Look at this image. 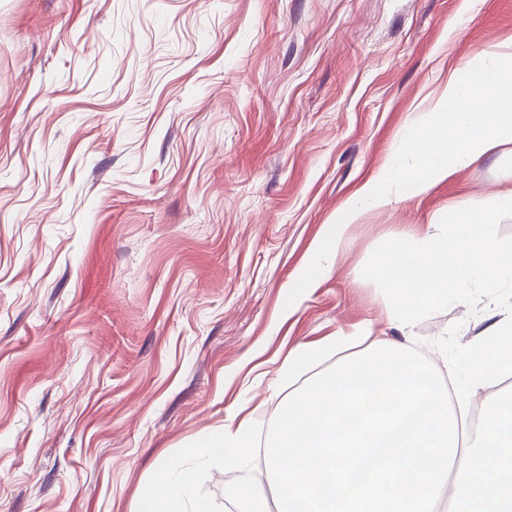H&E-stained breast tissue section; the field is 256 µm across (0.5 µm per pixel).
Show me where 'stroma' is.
<instances>
[{
  "instance_id": "obj_1",
  "label": "stroma",
  "mask_w": 512,
  "mask_h": 512,
  "mask_svg": "<svg viewBox=\"0 0 512 512\" xmlns=\"http://www.w3.org/2000/svg\"><path fill=\"white\" fill-rule=\"evenodd\" d=\"M0 0V512H131L232 413L269 425L298 345L400 331L361 271L512 191V143L393 194L286 299L449 75L512 53V0Z\"/></svg>"
}]
</instances>
